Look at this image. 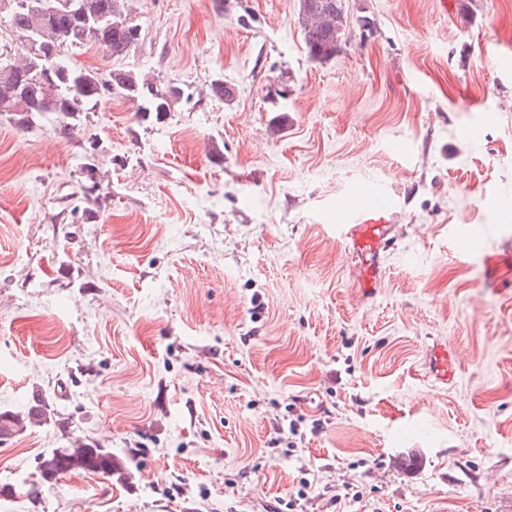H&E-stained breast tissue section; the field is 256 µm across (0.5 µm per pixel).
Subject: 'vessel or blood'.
I'll return each mask as SVG.
<instances>
[{
  "mask_svg": "<svg viewBox=\"0 0 512 512\" xmlns=\"http://www.w3.org/2000/svg\"><path fill=\"white\" fill-rule=\"evenodd\" d=\"M383 208L367 205L356 212L338 211L336 234L355 263L354 286L359 296L368 297L379 288L384 274V258L394 246L392 225L383 221ZM426 377L434 385L451 384L459 364L453 347L436 341L426 353Z\"/></svg>",
  "mask_w": 512,
  "mask_h": 512,
  "instance_id": "1",
  "label": "vessel or blood"
}]
</instances>
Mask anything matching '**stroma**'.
Returning <instances> with one entry per match:
<instances>
[{"label":"stroma","instance_id":"stroma-1","mask_svg":"<svg viewBox=\"0 0 512 512\" xmlns=\"http://www.w3.org/2000/svg\"><path fill=\"white\" fill-rule=\"evenodd\" d=\"M298 5L123 0L136 48L68 60L184 88L170 112L0 116V412H50L0 440V512H512V0H347L326 64ZM378 193L362 299L330 219ZM82 441L127 478L42 479ZM425 366L427 379L436 386L451 384L459 369L453 347L443 341H435L428 348Z\"/></svg>","mask_w":512,"mask_h":512}]
</instances>
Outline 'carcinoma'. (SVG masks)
<instances>
[{"mask_svg": "<svg viewBox=\"0 0 512 512\" xmlns=\"http://www.w3.org/2000/svg\"><path fill=\"white\" fill-rule=\"evenodd\" d=\"M18 2L13 0L10 28L17 35L21 60L0 65V115L7 116L17 126L27 129L40 118L52 115L60 127V134L67 137L76 128L83 113L95 111L105 101L107 94L100 92V88L107 83L112 84V94L136 102L139 112L158 115L169 112L172 103L183 96V89L177 86L171 99L159 98L150 91L153 83L130 70H112L101 75L66 62L67 54L89 43L97 45L112 58L124 57L136 48L140 39L137 34L139 25L127 19L120 9V0H64L72 3V7L50 15L40 13V0H26V8L20 7ZM299 6L303 39L309 57L316 62L335 58L341 49V37L347 26L346 0H299ZM104 12L109 13L117 25L94 37L89 22ZM32 42L45 56L64 51L60 56L64 67L57 71L52 82L35 80L12 93L1 88L3 84L12 83V75L16 71H27L35 76L44 70L45 61L29 49ZM83 172L86 174L85 192L91 196L98 188L97 166L93 163V156L87 157ZM45 419V402L36 398L25 415L0 412V436L18 434L27 425ZM72 471L93 472L110 478L122 474L123 466L112 455V450L95 442H80L73 448L54 453L44 461L42 478L51 481L60 474Z\"/></svg>", "mask_w": 512, "mask_h": 512, "instance_id": "1", "label": "carcinoma"}]
</instances>
